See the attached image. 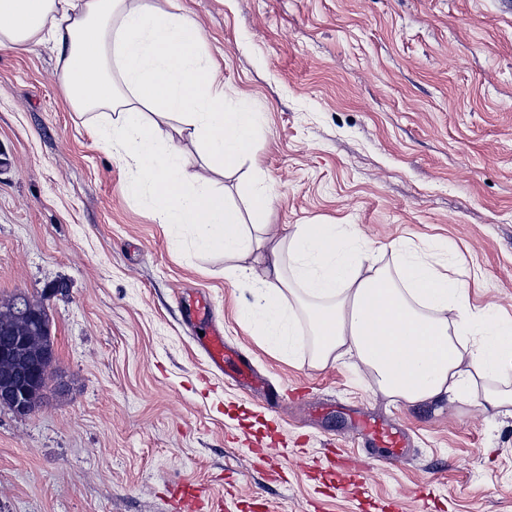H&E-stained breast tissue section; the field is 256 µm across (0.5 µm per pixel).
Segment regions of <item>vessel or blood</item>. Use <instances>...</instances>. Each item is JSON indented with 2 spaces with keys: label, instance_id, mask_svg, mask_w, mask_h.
<instances>
[{
  "label": "vessel or blood",
  "instance_id": "vessel-or-blood-1",
  "mask_svg": "<svg viewBox=\"0 0 512 512\" xmlns=\"http://www.w3.org/2000/svg\"><path fill=\"white\" fill-rule=\"evenodd\" d=\"M185 319L199 330L196 342L205 353L212 367L223 371L241 385L266 392V382L257 375L253 364L241 357L239 352L224 340V327L213 321L210 303L206 297L191 299L185 306ZM359 433L365 442L367 457H393L403 455L406 448L402 433L381 422L368 418L361 419ZM203 492L199 487L183 484L177 487L172 499V512H198Z\"/></svg>",
  "mask_w": 512,
  "mask_h": 512
}]
</instances>
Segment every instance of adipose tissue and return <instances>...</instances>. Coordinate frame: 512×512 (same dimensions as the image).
Listing matches in <instances>:
<instances>
[{
	"label": "adipose tissue",
	"mask_w": 512,
	"mask_h": 512,
	"mask_svg": "<svg viewBox=\"0 0 512 512\" xmlns=\"http://www.w3.org/2000/svg\"><path fill=\"white\" fill-rule=\"evenodd\" d=\"M199 38L195 19L159 12L151 0H0V46L60 47L67 102L79 112L119 111L99 131L129 166L133 188L164 223L191 226L199 250L222 252L234 276L256 281L242 318L270 345L293 354L296 313L307 310L315 364L353 354L378 392L408 405L453 402L474 377L511 371L512 322L473 311L464 283L440 272L430 249L393 244V268H377L355 227L298 224L275 236L262 182L251 188L246 217L207 189L206 171L232 170L251 154L260 114L247 101L225 108ZM178 134L198 146L201 171L175 148Z\"/></svg>",
	"instance_id": "obj_1"
}]
</instances>
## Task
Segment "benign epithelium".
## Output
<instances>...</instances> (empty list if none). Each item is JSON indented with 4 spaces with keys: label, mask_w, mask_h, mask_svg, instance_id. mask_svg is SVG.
<instances>
[{
    "label": "benign epithelium",
    "mask_w": 512,
    "mask_h": 512,
    "mask_svg": "<svg viewBox=\"0 0 512 512\" xmlns=\"http://www.w3.org/2000/svg\"><path fill=\"white\" fill-rule=\"evenodd\" d=\"M15 315L36 318L44 305L25 295L14 302ZM56 359L55 348L48 343L34 344L30 337L10 327H0V407L19 416L35 413L34 393L48 383Z\"/></svg>",
    "instance_id": "1"
}]
</instances>
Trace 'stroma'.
Segmentation results:
<instances>
[{
  "mask_svg": "<svg viewBox=\"0 0 512 512\" xmlns=\"http://www.w3.org/2000/svg\"><path fill=\"white\" fill-rule=\"evenodd\" d=\"M200 25L224 104L262 114L253 159L214 187L269 221L354 224L380 265L435 251L473 310L512 321V0H152ZM59 50L0 47V300L43 301L54 385L27 417L0 409V512H171L172 487L223 512H512V415L473 400L407 405L351 361H312L309 322L286 357L240 312L252 283L159 223L129 169L64 99ZM206 297L224 339L284 402L212 369L183 321ZM407 433L408 458L339 485L354 413ZM293 454L279 475L251 452Z\"/></svg>",
  "mask_w": 512,
  "mask_h": 512,
  "instance_id": "obj_1",
  "label": "stroma"
}]
</instances>
